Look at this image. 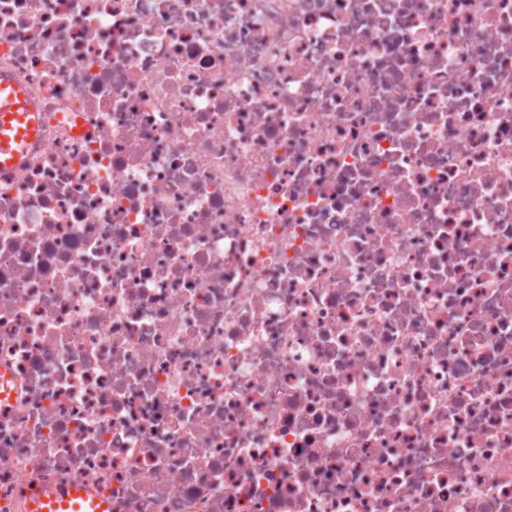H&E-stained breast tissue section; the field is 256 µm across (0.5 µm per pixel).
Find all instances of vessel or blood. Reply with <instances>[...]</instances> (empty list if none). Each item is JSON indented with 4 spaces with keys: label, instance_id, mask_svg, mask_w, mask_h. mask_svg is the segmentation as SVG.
I'll return each instance as SVG.
<instances>
[{
    "label": "vessel or blood",
    "instance_id": "b4317fda",
    "mask_svg": "<svg viewBox=\"0 0 512 512\" xmlns=\"http://www.w3.org/2000/svg\"><path fill=\"white\" fill-rule=\"evenodd\" d=\"M37 129L36 113L24 95L0 77V164L18 160L32 143ZM32 512H110L108 503L88 499L76 484H63L30 492Z\"/></svg>",
    "mask_w": 512,
    "mask_h": 512
}]
</instances>
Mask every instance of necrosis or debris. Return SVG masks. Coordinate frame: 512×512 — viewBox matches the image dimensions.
<instances>
[{"label": "necrosis or debris", "mask_w": 512, "mask_h": 512, "mask_svg": "<svg viewBox=\"0 0 512 512\" xmlns=\"http://www.w3.org/2000/svg\"><path fill=\"white\" fill-rule=\"evenodd\" d=\"M0 512H512V0H0ZM11 82L0 77V164L18 160L34 140L36 112ZM30 508L33 512H57L58 508L72 507L68 512H111L108 503L99 500H88L81 487L77 484H63L48 489L31 490ZM89 509V510H82Z\"/></svg>", "instance_id": "4bbe7bcc"}]
</instances>
